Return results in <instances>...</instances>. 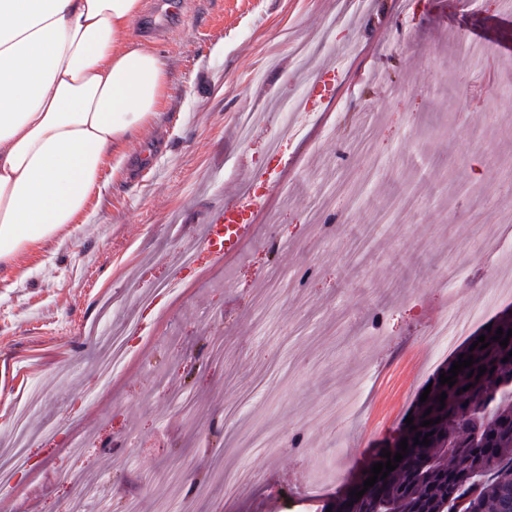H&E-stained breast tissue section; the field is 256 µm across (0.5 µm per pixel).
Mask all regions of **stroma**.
I'll return each instance as SVG.
<instances>
[{"label": "stroma", "instance_id": "stroma-1", "mask_svg": "<svg viewBox=\"0 0 512 512\" xmlns=\"http://www.w3.org/2000/svg\"><path fill=\"white\" fill-rule=\"evenodd\" d=\"M160 39L169 96L146 140L152 167L105 170L74 232L0 269V458L6 423L40 392L26 436L39 468L12 512H62L69 486L52 472L63 447L42 442L69 415L82 465L106 478L114 512H317L366 468L450 352L425 332L458 307L472 328L512 309L490 288L512 276V235L496 219L512 199V56L460 58L466 31L512 44L498 0H178ZM334 28L335 40L322 32ZM339 64L321 117L300 112L271 156L275 106L304 90V70ZM255 111L257 130L239 122ZM284 167L243 258L183 271L164 318L138 305L141 283L167 280L210 210L242 190L247 169ZM337 225L321 244L318 227ZM288 247H279L280 239ZM456 266L453 278L441 269ZM309 272L276 292V271ZM165 333L143 346L108 393L98 360L129 320ZM254 438L249 448L234 438ZM131 439L125 466L99 442ZM256 481L238 498L225 481Z\"/></svg>", "mask_w": 512, "mask_h": 512}]
</instances>
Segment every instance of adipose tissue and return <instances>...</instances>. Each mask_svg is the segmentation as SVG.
<instances>
[{
    "label": "adipose tissue",
    "instance_id": "obj_1",
    "mask_svg": "<svg viewBox=\"0 0 512 512\" xmlns=\"http://www.w3.org/2000/svg\"><path fill=\"white\" fill-rule=\"evenodd\" d=\"M142 7L0 0V267L77 223L159 111L167 62L129 38Z\"/></svg>",
    "mask_w": 512,
    "mask_h": 512
}]
</instances>
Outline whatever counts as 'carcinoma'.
Segmentation results:
<instances>
[{
  "label": "carcinoma",
  "mask_w": 512,
  "mask_h": 512,
  "mask_svg": "<svg viewBox=\"0 0 512 512\" xmlns=\"http://www.w3.org/2000/svg\"><path fill=\"white\" fill-rule=\"evenodd\" d=\"M491 329L476 333L441 365L429 380L426 401L415 400L411 416L417 429L402 425L408 455L387 478L377 480L362 498L350 491L363 489L370 469L358 475L359 484L329 500L332 512H512V336L507 347L493 341L497 329L508 334L512 319L490 321ZM489 346L471 348L479 336ZM474 356L457 382L439 384L459 358ZM486 367L479 374L480 366ZM473 377H468V374ZM469 390L458 393V390ZM446 393L445 407L437 399ZM431 413H426L427 409ZM441 418L428 427L421 422ZM428 436L429 445H416V436Z\"/></svg>",
  "instance_id": "1"
}]
</instances>
